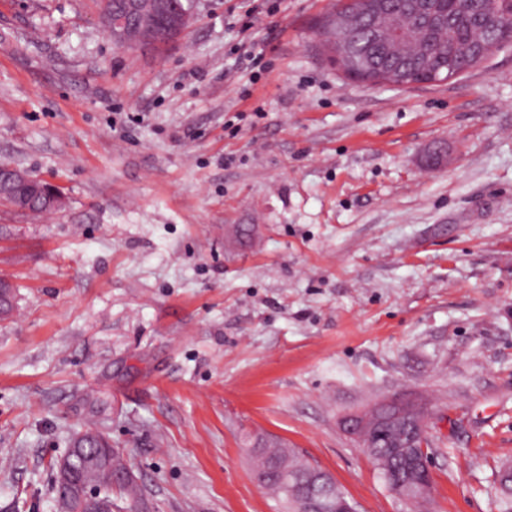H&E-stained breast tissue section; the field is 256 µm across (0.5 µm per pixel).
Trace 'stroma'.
Wrapping results in <instances>:
<instances>
[{
	"instance_id": "1",
	"label": "stroma",
	"mask_w": 512,
	"mask_h": 512,
	"mask_svg": "<svg viewBox=\"0 0 512 512\" xmlns=\"http://www.w3.org/2000/svg\"><path fill=\"white\" fill-rule=\"evenodd\" d=\"M335 0H196L164 55L98 0H0V160L64 208L0 203V512H56L95 424L149 512H282L247 434L359 512H497L512 465V48L408 88L347 77ZM252 27L241 31L242 18ZM446 142L448 158L424 164ZM427 404L432 489L389 491L344 420Z\"/></svg>"
}]
</instances>
